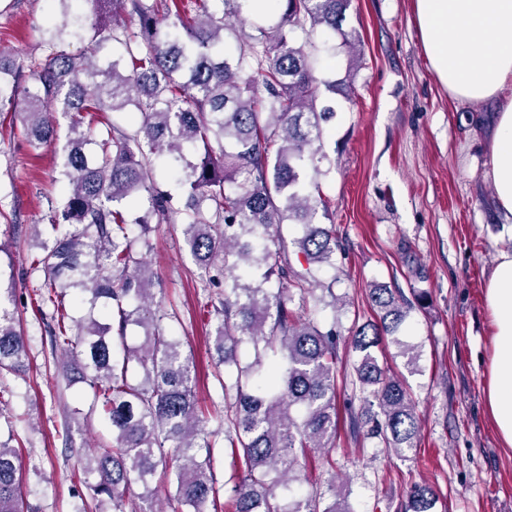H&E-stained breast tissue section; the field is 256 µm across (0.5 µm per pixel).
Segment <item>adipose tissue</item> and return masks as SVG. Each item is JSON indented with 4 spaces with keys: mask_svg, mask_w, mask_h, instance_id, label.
Masks as SVG:
<instances>
[{
    "mask_svg": "<svg viewBox=\"0 0 512 512\" xmlns=\"http://www.w3.org/2000/svg\"><path fill=\"white\" fill-rule=\"evenodd\" d=\"M423 52L438 81L460 101L501 98L490 131L487 176L494 201L512 218V0H415ZM492 356L486 404L505 447H512V252H502L486 287Z\"/></svg>",
    "mask_w": 512,
    "mask_h": 512,
    "instance_id": "adipose-tissue-1",
    "label": "adipose tissue"
}]
</instances>
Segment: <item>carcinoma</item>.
Here are the masks:
<instances>
[{"mask_svg":"<svg viewBox=\"0 0 512 512\" xmlns=\"http://www.w3.org/2000/svg\"><path fill=\"white\" fill-rule=\"evenodd\" d=\"M61 18L46 28L55 51L45 60L0 55V116L22 117L33 148L54 139L58 117L69 119L61 167L67 193L50 216V242L39 241L35 266L44 272L41 301L56 309L55 346L75 363L72 381L92 391L88 413L100 410L112 445L85 455L84 471L95 512H140L125 494L142 487L156 493L157 472L176 486L189 512H204L217 493L211 464V433L192 390L195 366L180 340L166 335L165 314L155 303L152 273L134 258V246L150 251L153 224H183V239L205 279L224 273V299L214 306L216 364L235 369L224 379L225 436L232 466L241 469L233 487L235 512H349L345 498L313 491L302 501L288 496L299 479V457L332 444L337 431L336 325L325 329L312 312L336 307L315 291L318 273L335 265L336 237L317 223L325 154L315 146L322 124L336 116L320 88L349 95L350 85L318 76L320 59L312 37L337 34L342 45L356 40L341 28L350 0H275L276 19L251 20L241 36L226 19L242 17L245 0H91L92 16L71 13L57 0ZM236 52L226 51V41ZM82 51L66 50L70 41ZM106 44L121 52L101 65ZM141 115L131 130L105 118L127 107ZM161 160L184 187L176 207L155 188ZM299 224L296 239L308 268L294 270L276 231ZM279 287H267L271 279ZM300 292V310L289 307ZM86 307L67 324V296ZM368 297L375 317L351 331L358 359L353 387L363 402V421L347 402L355 436L367 427L395 456L413 448L417 425L404 378L379 365L374 355L388 337L397 355L413 366L415 348L396 336L409 315L402 295L376 286ZM112 309L120 345L96 313ZM143 329V341L125 343L127 327ZM250 345L253 359L241 361ZM30 346L13 315L0 308V370L23 372ZM142 380L128 382L131 363ZM0 439V512H24L17 452ZM437 495L414 484L392 512H435Z\"/></svg>","mask_w":512,"mask_h":512,"instance_id":"cac0c4a2","label":"carcinoma"}]
</instances>
